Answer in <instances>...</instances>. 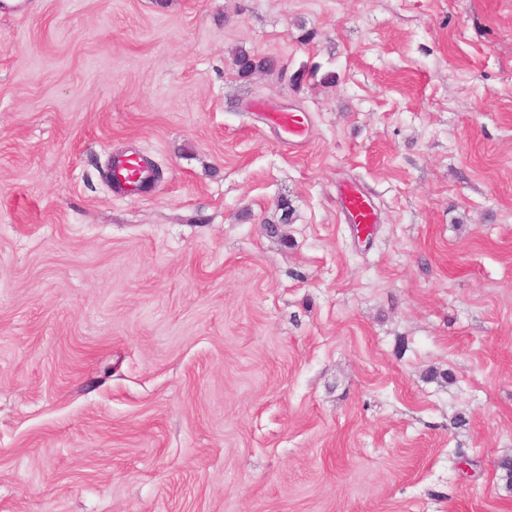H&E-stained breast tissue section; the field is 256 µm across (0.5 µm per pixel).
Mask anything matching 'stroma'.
I'll return each mask as SVG.
<instances>
[{"instance_id":"obj_1","label":"stroma","mask_w":512,"mask_h":512,"mask_svg":"<svg viewBox=\"0 0 512 512\" xmlns=\"http://www.w3.org/2000/svg\"><path fill=\"white\" fill-rule=\"evenodd\" d=\"M504 457L512 0H0V512H512ZM238 74L241 77H249L256 72L272 71L275 67L273 60L244 50L238 51L234 58ZM145 171V162L140 156H115L112 160V183L119 192L135 194L138 178L143 177ZM343 206L356 224H375L376 213L367 198L361 192H348L344 194Z\"/></svg>"}]
</instances>
